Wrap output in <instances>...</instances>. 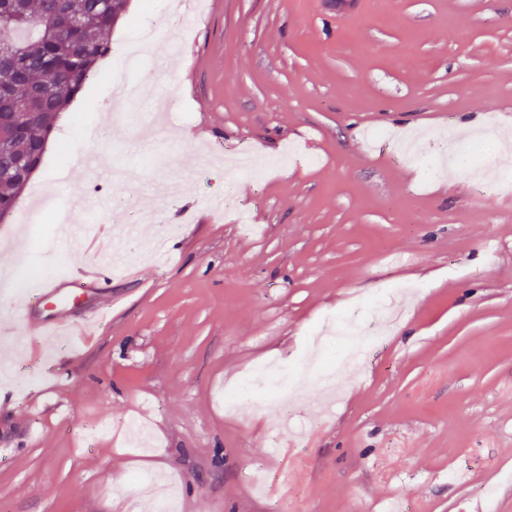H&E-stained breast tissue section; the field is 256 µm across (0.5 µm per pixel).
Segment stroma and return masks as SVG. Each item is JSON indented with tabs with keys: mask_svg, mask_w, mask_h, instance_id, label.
Listing matches in <instances>:
<instances>
[{
	"mask_svg": "<svg viewBox=\"0 0 512 512\" xmlns=\"http://www.w3.org/2000/svg\"><path fill=\"white\" fill-rule=\"evenodd\" d=\"M131 0L100 74L52 131L0 222V326L19 329L18 279L92 262L57 245L102 194L153 213L116 240L112 312L84 344L22 337L0 355V512H147L163 474L179 512H512V190L424 178L370 130L418 137L473 121V156L512 131V0H204L179 57L118 50L163 24ZM139 170L114 189L75 152ZM72 190L58 191L61 173ZM233 179L241 215L207 206ZM408 310L370 358L340 371L297 447L274 444L259 399L317 386L307 338L383 298ZM348 343L317 353L336 365ZM259 375L228 412L225 387ZM148 423L127 447L122 423ZM294 493L270 484L287 463ZM497 487L495 497L484 494Z\"/></svg>",
	"mask_w": 512,
	"mask_h": 512,
	"instance_id": "stroma-1",
	"label": "stroma"
}]
</instances>
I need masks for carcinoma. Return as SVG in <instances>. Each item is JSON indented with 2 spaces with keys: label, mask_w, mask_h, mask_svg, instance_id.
Segmentation results:
<instances>
[{
  "label": "carcinoma",
  "mask_w": 512,
  "mask_h": 512,
  "mask_svg": "<svg viewBox=\"0 0 512 512\" xmlns=\"http://www.w3.org/2000/svg\"><path fill=\"white\" fill-rule=\"evenodd\" d=\"M122 9L121 0H0V88L5 112L33 117L28 139L12 141L14 168L0 175V221L13 213L25 164L40 165L39 143L56 117L95 76Z\"/></svg>",
  "instance_id": "1"
}]
</instances>
